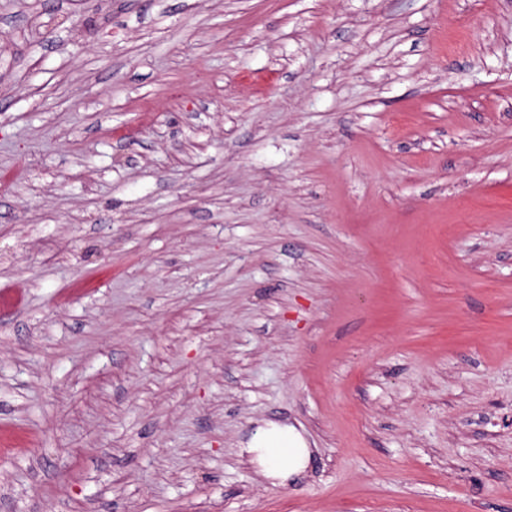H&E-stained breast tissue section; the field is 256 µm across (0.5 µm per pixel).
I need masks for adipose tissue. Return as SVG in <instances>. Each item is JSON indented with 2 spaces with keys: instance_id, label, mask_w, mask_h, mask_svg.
Masks as SVG:
<instances>
[{
  "instance_id": "adipose-tissue-1",
  "label": "adipose tissue",
  "mask_w": 512,
  "mask_h": 512,
  "mask_svg": "<svg viewBox=\"0 0 512 512\" xmlns=\"http://www.w3.org/2000/svg\"><path fill=\"white\" fill-rule=\"evenodd\" d=\"M257 459L275 478L285 479L301 473L310 460L302 437L289 427L272 426L256 437Z\"/></svg>"
}]
</instances>
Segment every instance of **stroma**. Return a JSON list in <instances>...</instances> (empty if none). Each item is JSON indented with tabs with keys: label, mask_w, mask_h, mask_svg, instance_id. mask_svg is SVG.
I'll return each instance as SVG.
<instances>
[{
	"label": "stroma",
	"mask_w": 512,
	"mask_h": 512,
	"mask_svg": "<svg viewBox=\"0 0 512 512\" xmlns=\"http://www.w3.org/2000/svg\"><path fill=\"white\" fill-rule=\"evenodd\" d=\"M1 289L0 512H512V0H0ZM257 460L274 478L286 479L301 473L310 460V451L302 437L289 427L272 426L257 434Z\"/></svg>",
	"instance_id": "stroma-1"
}]
</instances>
